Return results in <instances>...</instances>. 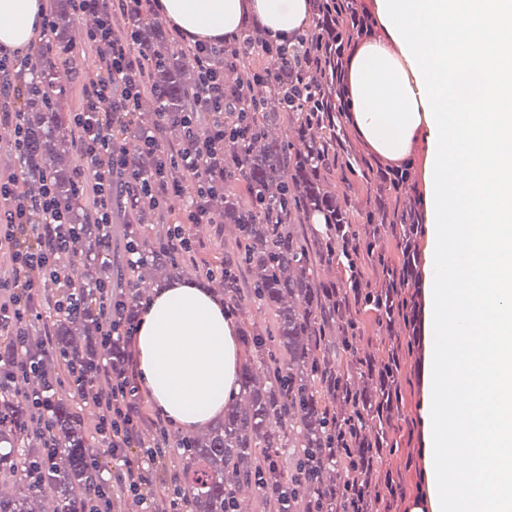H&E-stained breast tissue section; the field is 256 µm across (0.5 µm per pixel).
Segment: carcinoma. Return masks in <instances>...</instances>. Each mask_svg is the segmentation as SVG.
<instances>
[{"instance_id": "carcinoma-1", "label": "carcinoma", "mask_w": 512, "mask_h": 512, "mask_svg": "<svg viewBox=\"0 0 512 512\" xmlns=\"http://www.w3.org/2000/svg\"><path fill=\"white\" fill-rule=\"evenodd\" d=\"M68 14L55 15L48 33L39 39L41 94L27 95L19 104L26 125V163L21 179L39 190L51 179L59 200L67 206L73 235L72 255L61 269L62 279L86 289L83 309L57 313L59 291L44 297L40 315L25 323L31 334L30 372H18L20 358L7 337L0 338V374L11 376L0 387V512H41L35 504L45 487L57 490L51 512H85L86 486L93 445L69 400L58 395L55 366L75 373L103 356H121L117 345L106 346L99 333L103 304L98 285L112 266L102 264L96 225L88 208L73 201L79 196L74 172L79 154L67 168L56 163L71 143L66 89L57 81L61 65L84 57L83 48L64 36ZM375 20L363 0H316L311 21L299 41L278 64V80L256 81L243 113L254 128L245 143L224 138V189L212 201L224 223L236 228V265L245 270L250 288L224 289V302L239 309L247 301L271 315L265 329L243 333L250 359L239 374L238 398L224 408V420L204 438L182 436L184 464L179 488L188 512H238L237 492L253 487L272 505L279 490H288L290 512H389L400 485L381 474L378 462L393 451L391 437L399 409L401 353L420 345L422 273L417 239L422 233L420 197L411 194L408 169L392 168L373 156L356 154L344 120L350 112L346 69L348 52L374 32ZM139 42L151 49L165 39L161 24L149 15L138 21ZM249 53L232 68V86L271 64L267 39L260 31L246 32ZM159 66L153 74L161 97L155 110L167 113L166 126L182 128L190 111L195 81L183 78L178 51L154 52ZM285 123L295 128L294 141L269 136V127ZM148 127L145 116L132 115L117 130L127 152V166L140 177L153 174L154 157L135 147L134 136ZM340 178L342 188L332 180ZM357 183L367 187L363 211L351 207L349 193ZM408 197L403 209L393 206ZM323 217L320 234L309 236L299 226L310 217ZM397 240L403 261L397 266L384 254L387 236ZM140 261L126 265L128 308L135 312L141 285L151 270L191 269L207 280L223 279L222 268L164 254L139 240ZM346 264L350 276L342 284L326 285L315 278L322 263ZM374 262L381 287L371 288L361 271L364 260ZM373 314L388 330L400 323L403 342L376 364L352 355L364 329L359 313ZM83 330L87 344L75 341ZM50 398L47 406L28 400L34 392ZM51 423L48 439L35 428L40 416ZM283 448L290 449L292 466L269 467ZM317 465L304 479L307 458ZM41 464L39 479L29 465Z\"/></svg>"}]
</instances>
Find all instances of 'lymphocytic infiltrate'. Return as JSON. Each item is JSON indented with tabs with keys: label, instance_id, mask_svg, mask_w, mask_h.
Instances as JSON below:
<instances>
[{
	"label": "lymphocytic infiltrate",
	"instance_id": "1",
	"mask_svg": "<svg viewBox=\"0 0 512 512\" xmlns=\"http://www.w3.org/2000/svg\"><path fill=\"white\" fill-rule=\"evenodd\" d=\"M157 0H71L76 14H95L97 23L87 33V44L96 55V68L86 78L84 102L70 116L73 143L82 164L76 177L90 199L91 219L98 226L100 247L112 251V212L115 184L125 178L132 189H139L138 175L125 169V150L112 135L114 120L130 114L142 93L148 90L157 67L147 50L133 51L130 43L139 37L136 24L143 14H157ZM170 36L179 48L193 53L197 64V82L191 94V110L183 117L184 133L180 143L159 153L162 123H155L140 142L148 152L158 153L157 174L147 193L152 206L171 204L179 191L178 173L193 177L194 197L183 207V221L175 225L161 249L166 253L187 255L191 242L184 227L211 224L215 218L207 207L208 198L224 185V137L231 134L248 139L252 131L244 125H226L227 112L238 109L243 90L224 85V70L218 62L224 57L223 44H210L187 37L178 29ZM18 177L0 176V258L9 262L13 277L7 286L11 293L0 301V325L17 324L13 337L18 350H27L30 338L20 325L35 312V280L53 274L57 262L68 253L73 232L68 209L57 198L52 184H45L39 198L22 196L16 190ZM44 215L47 238L34 242L28 225L34 213ZM123 300L106 296L101 311L103 342L120 345L123 356L117 361H102L97 374L104 381L102 391L92 403L100 414L99 430L106 448L120 466L110 480L93 484L88 490L93 512H112V485L123 488L140 512H157L158 506L139 496L148 482L158 458L170 446V432L162 417H150L144 407V394L136 369L137 318L127 316ZM152 424L153 445L139 444L141 429Z\"/></svg>",
	"mask_w": 512,
	"mask_h": 512
}]
</instances>
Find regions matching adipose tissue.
Returning a JSON list of instances; mask_svg holds the SVG:
<instances>
[{
	"label": "adipose tissue",
	"instance_id": "1",
	"mask_svg": "<svg viewBox=\"0 0 512 512\" xmlns=\"http://www.w3.org/2000/svg\"><path fill=\"white\" fill-rule=\"evenodd\" d=\"M157 6L211 43L252 25L291 39L311 10L310 0ZM374 15L381 37L349 62L350 119L389 161L426 145L423 283L438 341L422 402L425 490L410 512H512V0H375ZM41 17L42 0H0V49L28 45ZM237 334L209 289L176 280L151 294L137 329L140 378L182 430L223 418L238 391ZM454 447L466 449V470L449 468Z\"/></svg>",
	"mask_w": 512,
	"mask_h": 512
}]
</instances>
